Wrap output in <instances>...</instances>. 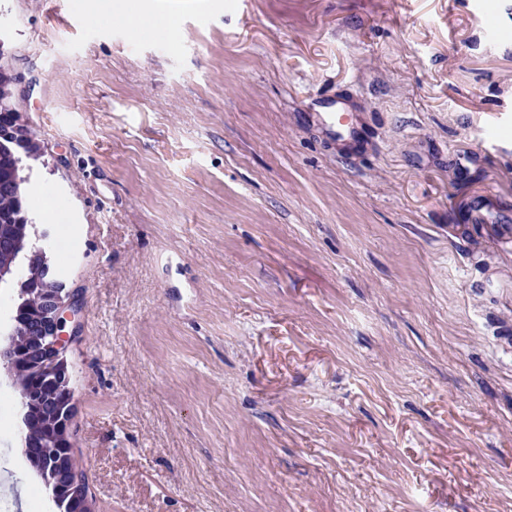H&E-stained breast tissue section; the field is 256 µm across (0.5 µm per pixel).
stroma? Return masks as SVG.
I'll return each mask as SVG.
<instances>
[{
  "instance_id": "1",
  "label": "stroma",
  "mask_w": 512,
  "mask_h": 512,
  "mask_svg": "<svg viewBox=\"0 0 512 512\" xmlns=\"http://www.w3.org/2000/svg\"><path fill=\"white\" fill-rule=\"evenodd\" d=\"M135 2L0 0L94 512H512V0Z\"/></svg>"
}]
</instances>
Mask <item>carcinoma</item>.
I'll return each mask as SVG.
<instances>
[{
    "mask_svg": "<svg viewBox=\"0 0 512 512\" xmlns=\"http://www.w3.org/2000/svg\"><path fill=\"white\" fill-rule=\"evenodd\" d=\"M13 76L0 67V285L17 281V294L8 341L28 350L34 344L28 332L37 326L36 311L44 309L48 289L65 287L60 279V261L45 245L49 233L36 222L28 201L29 176L22 175L28 161L37 159L12 129L14 107ZM14 385L20 396L23 447L30 467L43 485L54 490L51 481L56 459L36 457L30 449L54 442L56 422L69 419L64 411V393L53 380H42L27 366L13 371Z\"/></svg>",
    "mask_w": 512,
    "mask_h": 512,
    "instance_id": "obj_1",
    "label": "carcinoma"
}]
</instances>
